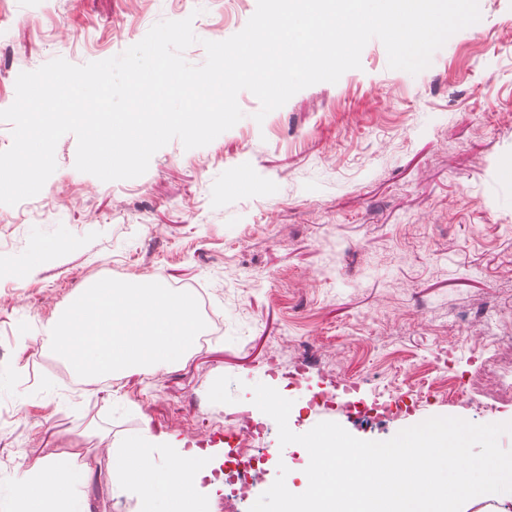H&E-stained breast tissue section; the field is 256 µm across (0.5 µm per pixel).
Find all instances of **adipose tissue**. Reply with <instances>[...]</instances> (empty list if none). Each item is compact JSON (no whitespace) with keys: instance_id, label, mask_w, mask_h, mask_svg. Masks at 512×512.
Segmentation results:
<instances>
[{"instance_id":"obj_1","label":"adipose tissue","mask_w":512,"mask_h":512,"mask_svg":"<svg viewBox=\"0 0 512 512\" xmlns=\"http://www.w3.org/2000/svg\"><path fill=\"white\" fill-rule=\"evenodd\" d=\"M154 452L146 442L110 449L114 487L135 486L143 512H209L203 482L220 466L214 449H176L169 467L156 466ZM9 512H90V505L76 489L73 469L47 461L24 469Z\"/></svg>"}]
</instances>
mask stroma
Returning <instances> with one entry per match:
<instances>
[{
  "mask_svg": "<svg viewBox=\"0 0 512 512\" xmlns=\"http://www.w3.org/2000/svg\"><path fill=\"white\" fill-rule=\"evenodd\" d=\"M257 0H5L0 110L20 72L123 53L163 20L192 18L183 53L241 31ZM481 19L447 40L418 74L388 66L371 40L337 83L293 95L263 122L259 100L210 144L172 140L145 174L104 182L75 167L63 136L41 192L0 204V512L23 466L89 467L92 512H141L112 486L109 449L143 433L172 448H225L240 413L259 419L251 385L291 399L298 434L323 421L386 441L432 416L512 421L492 362L512 366V0H479ZM59 250L34 259V248ZM209 288L220 333L183 362L119 387L65 393L70 367L38 330L103 278ZM222 375L234 403L210 402ZM395 409L364 426L313 393L341 384ZM429 386L433 399L398 397Z\"/></svg>",
  "mask_w": 512,
  "mask_h": 512,
  "instance_id": "stroma-1",
  "label": "stroma"
}]
</instances>
